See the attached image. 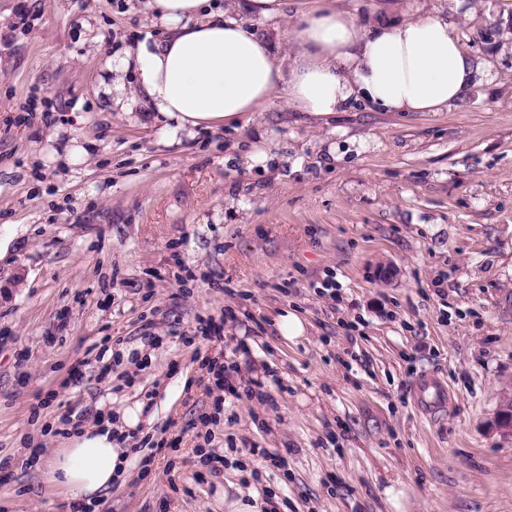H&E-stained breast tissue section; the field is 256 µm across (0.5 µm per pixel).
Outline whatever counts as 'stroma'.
I'll use <instances>...</instances> for the list:
<instances>
[{
    "mask_svg": "<svg viewBox=\"0 0 512 512\" xmlns=\"http://www.w3.org/2000/svg\"><path fill=\"white\" fill-rule=\"evenodd\" d=\"M286 2L284 18L237 14L282 61L319 4ZM141 3L0 0V512H70L47 462L62 415L136 406L134 435L177 448L146 473L130 455L92 512H224L239 495L512 512V438L494 428L512 399V0H332L363 23L447 11L488 78L446 111L317 117L280 96L173 146L146 105L130 117L99 91L109 53L155 32ZM73 145L87 158L61 167ZM254 146L268 159L250 168ZM211 315L234 384L261 380L263 399L210 390V347L183 338ZM108 336L148 357L132 387ZM426 375L448 388L436 416L414 404ZM204 443L240 468L211 477Z\"/></svg>",
    "mask_w": 512,
    "mask_h": 512,
    "instance_id": "35a3bbf8",
    "label": "stroma"
}]
</instances>
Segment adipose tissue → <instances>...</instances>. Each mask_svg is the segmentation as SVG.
<instances>
[{
	"label": "adipose tissue",
	"instance_id": "adipose-tissue-1",
	"mask_svg": "<svg viewBox=\"0 0 512 512\" xmlns=\"http://www.w3.org/2000/svg\"><path fill=\"white\" fill-rule=\"evenodd\" d=\"M163 28L108 59L102 93L113 111L133 113L143 100L169 141L204 125L235 124L277 95L316 116L362 101L383 112H439L481 84V65L461 46L440 12L400 23H360L330 5L302 17L288 67L274 47L238 20L239 10L280 15L279 0H145ZM111 427L71 434L54 461L53 481L91 502L127 470Z\"/></svg>",
	"mask_w": 512,
	"mask_h": 512
}]
</instances>
